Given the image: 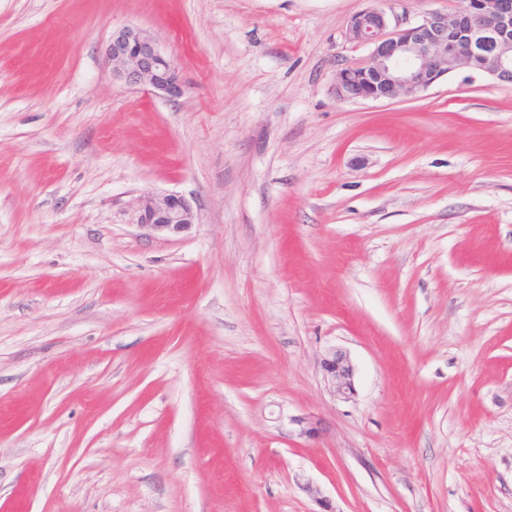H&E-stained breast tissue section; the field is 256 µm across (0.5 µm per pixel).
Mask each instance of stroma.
<instances>
[{
	"label": "stroma",
	"instance_id": "stroma-1",
	"mask_svg": "<svg viewBox=\"0 0 512 512\" xmlns=\"http://www.w3.org/2000/svg\"><path fill=\"white\" fill-rule=\"evenodd\" d=\"M459 5L0 0V512H512V85L336 95L352 15ZM112 72L129 85H142L175 100L185 86L175 64L160 51L155 38L138 27H124L112 35L107 51ZM138 226L152 233H180L196 221V214L184 198L146 193L138 199ZM320 366L332 392L348 399L354 392V366L341 349H331L323 356Z\"/></svg>",
	"mask_w": 512,
	"mask_h": 512
}]
</instances>
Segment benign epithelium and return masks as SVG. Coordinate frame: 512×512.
<instances>
[{"label": "benign epithelium", "mask_w": 512, "mask_h": 512, "mask_svg": "<svg viewBox=\"0 0 512 512\" xmlns=\"http://www.w3.org/2000/svg\"><path fill=\"white\" fill-rule=\"evenodd\" d=\"M349 41L371 46L366 63L336 74V94L349 100L418 97L443 76L467 69L512 85V0H462L452 13L427 12L414 23L382 9L351 17ZM112 72L129 85H142L169 100L185 86L175 64L155 38L138 27L112 35L107 51ZM138 226L152 233H180L196 221L184 198L146 193L138 199ZM320 366L332 392L348 399L354 392V366L341 349H331Z\"/></svg>", "instance_id": "obj_1"}]
</instances>
